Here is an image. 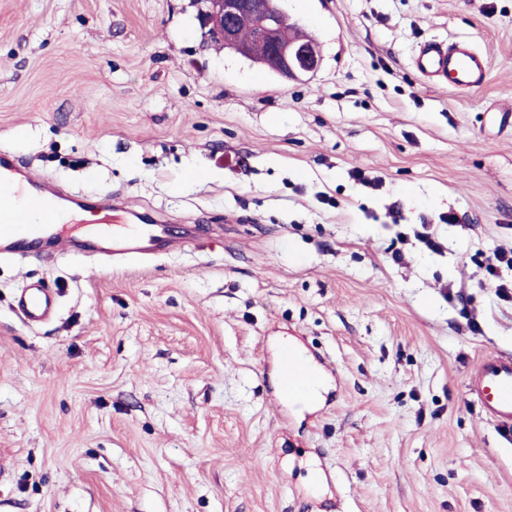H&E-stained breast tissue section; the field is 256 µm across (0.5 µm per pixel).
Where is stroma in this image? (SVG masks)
I'll use <instances>...</instances> for the list:
<instances>
[{
  "label": "stroma",
  "mask_w": 512,
  "mask_h": 512,
  "mask_svg": "<svg viewBox=\"0 0 512 512\" xmlns=\"http://www.w3.org/2000/svg\"><path fill=\"white\" fill-rule=\"evenodd\" d=\"M282 6L313 75L216 50L197 0H0V150L123 201L62 232L176 229L143 258L0 254V512H512V442L468 393L512 355V269L485 271L512 248V0ZM456 39L482 84L413 69ZM30 285L56 300L34 324ZM281 336L317 406L279 400ZM17 305L26 320L34 323L48 318L55 308V302L50 291L47 288L40 287L23 289Z\"/></svg>",
  "instance_id": "stroma-1"
}]
</instances>
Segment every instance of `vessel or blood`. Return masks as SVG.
Returning <instances> with one entry per match:
<instances>
[{
	"mask_svg": "<svg viewBox=\"0 0 512 512\" xmlns=\"http://www.w3.org/2000/svg\"><path fill=\"white\" fill-rule=\"evenodd\" d=\"M413 67L420 75L467 89L482 83L488 73L489 61L470 42L429 41L420 46ZM0 189L13 190L18 198L17 203L0 204V244H27L51 229L55 232L57 252L70 250L71 238L55 231L62 221V208L52 200L42 177L32 172H20L8 159L1 158ZM100 237L111 240L113 253L137 257L148 246L166 241L168 232L162 224H131L117 236L110 229H102ZM17 305L26 320L34 323L48 318L55 308L49 290L40 287L23 289ZM280 364L285 373L283 397L291 401L313 397L317 377L291 347L281 350ZM470 391L498 428L511 437L512 357L500 353L483 357L470 380Z\"/></svg>",
	"mask_w": 512,
	"mask_h": 512,
	"instance_id": "vessel-or-blood-1",
	"label": "vessel or blood"
}]
</instances>
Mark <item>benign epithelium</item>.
<instances>
[{
    "label": "benign epithelium",
    "instance_id": "7a95c632",
    "mask_svg": "<svg viewBox=\"0 0 512 512\" xmlns=\"http://www.w3.org/2000/svg\"><path fill=\"white\" fill-rule=\"evenodd\" d=\"M197 19L211 41L248 52L250 43L264 45L287 78L306 76L317 71L321 52L311 40H296L290 30L297 22L271 0H204ZM252 33V42L242 41L243 29Z\"/></svg>",
    "mask_w": 512,
    "mask_h": 512
}]
</instances>
